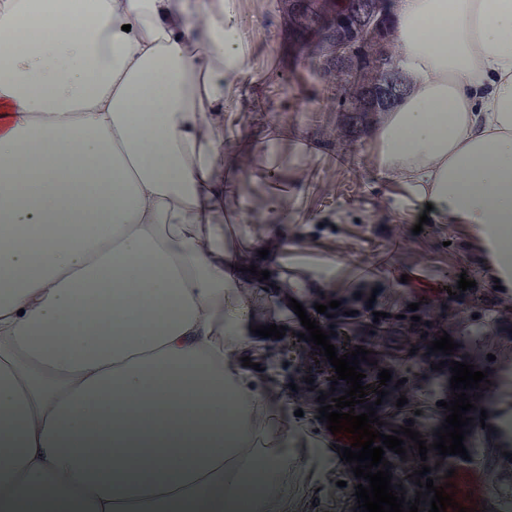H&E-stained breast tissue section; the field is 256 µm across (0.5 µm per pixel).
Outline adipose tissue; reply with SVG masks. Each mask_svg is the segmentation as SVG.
<instances>
[{
    "mask_svg": "<svg viewBox=\"0 0 512 512\" xmlns=\"http://www.w3.org/2000/svg\"><path fill=\"white\" fill-rule=\"evenodd\" d=\"M408 91L366 144L512 288V0H392ZM235 0H0V512H280L336 471L243 366L257 244L224 247ZM234 431H227V423Z\"/></svg>",
    "mask_w": 512,
    "mask_h": 512,
    "instance_id": "obj_1",
    "label": "adipose tissue"
}]
</instances>
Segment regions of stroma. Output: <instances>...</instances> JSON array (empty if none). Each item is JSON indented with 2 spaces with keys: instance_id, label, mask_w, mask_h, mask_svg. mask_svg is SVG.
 <instances>
[{
  "instance_id": "obj_1",
  "label": "stroma",
  "mask_w": 512,
  "mask_h": 512,
  "mask_svg": "<svg viewBox=\"0 0 512 512\" xmlns=\"http://www.w3.org/2000/svg\"><path fill=\"white\" fill-rule=\"evenodd\" d=\"M231 24L250 69L242 91L225 112V139L242 145L277 116L291 114L299 132L318 145L309 155L285 144L274 162L276 172L300 175L299 183L286 188L293 241L279 259L277 287L253 289L249 316L275 323L288 315L285 301L296 294L301 269L329 272L334 288L343 291L348 268L369 264L399 234L422 247L434 227L421 225V232H414L423 213L417 202H407L395 213L383 208L385 189L362 147L368 133L358 132L354 144L342 136L338 112L322 100L323 81L315 79L292 51L296 33L287 0H236ZM283 485L286 512H336L328 485L309 475L288 474Z\"/></svg>"
}]
</instances>
